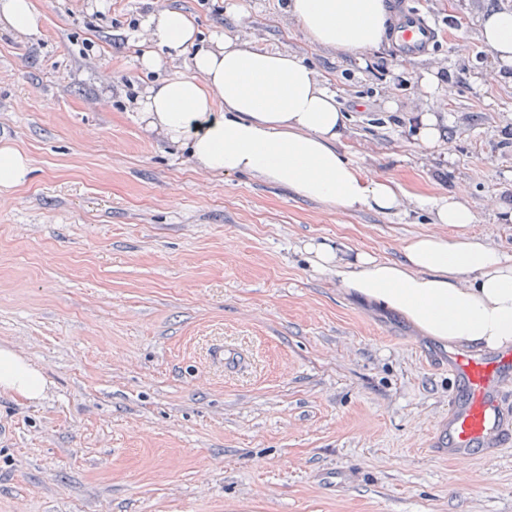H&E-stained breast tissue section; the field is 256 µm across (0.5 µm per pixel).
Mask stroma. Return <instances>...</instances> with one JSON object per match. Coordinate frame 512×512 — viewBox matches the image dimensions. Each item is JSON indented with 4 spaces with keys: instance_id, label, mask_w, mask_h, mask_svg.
Returning <instances> with one entry per match:
<instances>
[{
    "instance_id": "stroma-1",
    "label": "stroma",
    "mask_w": 512,
    "mask_h": 512,
    "mask_svg": "<svg viewBox=\"0 0 512 512\" xmlns=\"http://www.w3.org/2000/svg\"><path fill=\"white\" fill-rule=\"evenodd\" d=\"M289 0H34L39 34L0 27V143L30 161L0 194V344L44 399L0 391V512H512V449L451 460L446 343L312 269L310 240L382 259L417 234L512 256V73L485 45L512 0H408L434 50L311 43ZM201 37L303 59L349 117L341 148L401 188L346 211L248 174H213L149 129L140 101L191 56L142 71L113 49L152 8ZM436 84L425 88L423 75ZM443 136L420 144L421 115ZM461 196L457 229L427 206Z\"/></svg>"
}]
</instances>
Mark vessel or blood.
I'll use <instances>...</instances> for the list:
<instances>
[{
  "label": "vessel or blood",
  "mask_w": 512,
  "mask_h": 512,
  "mask_svg": "<svg viewBox=\"0 0 512 512\" xmlns=\"http://www.w3.org/2000/svg\"><path fill=\"white\" fill-rule=\"evenodd\" d=\"M437 28L432 15L422 9L397 6L391 42L397 54L421 59L434 49ZM452 394L448 418L440 424L435 444L456 460L491 456L512 444V354L495 358L471 353L448 356Z\"/></svg>",
  "instance_id": "b4317fda"
}]
</instances>
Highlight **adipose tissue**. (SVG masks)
I'll list each match as a JSON object with an SVG mask.
<instances>
[{
	"mask_svg": "<svg viewBox=\"0 0 512 512\" xmlns=\"http://www.w3.org/2000/svg\"><path fill=\"white\" fill-rule=\"evenodd\" d=\"M288 10L312 42L346 51L377 48L388 29L385 0H290ZM142 26L153 48L141 55V69L159 68L163 49L193 53L191 74L147 88L141 104L143 120L186 146L198 167L256 175L345 210L397 212L398 186L365 176L340 151L347 114L310 66L224 34L197 45L192 19L175 9L150 12ZM483 36L512 66V12L490 14ZM305 250L314 269L336 273L344 287L424 335L490 351L512 346V257L496 248L467 236L422 234L405 241L397 260L352 254L341 243L311 242ZM47 389L39 367L0 346V390L37 402Z\"/></svg>",
	"mask_w": 512,
	"mask_h": 512,
	"instance_id": "1",
	"label": "adipose tissue"
}]
</instances>
